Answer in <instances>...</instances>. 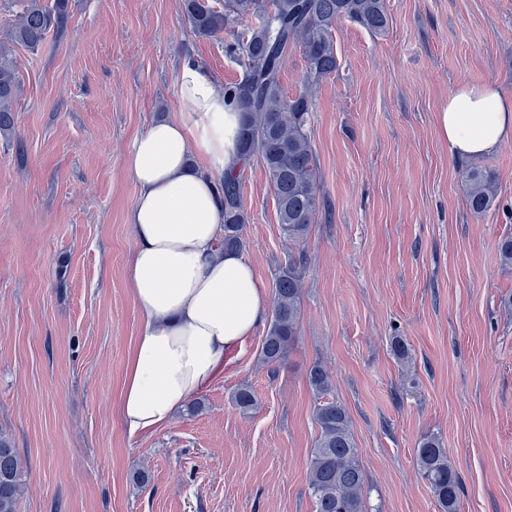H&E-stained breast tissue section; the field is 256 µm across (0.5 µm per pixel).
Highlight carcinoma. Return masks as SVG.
<instances>
[{
  "label": "carcinoma",
  "instance_id": "1",
  "mask_svg": "<svg viewBox=\"0 0 512 512\" xmlns=\"http://www.w3.org/2000/svg\"><path fill=\"white\" fill-rule=\"evenodd\" d=\"M16 2L21 10L8 38L0 43V135L5 137L15 129L14 102L20 87L12 46L38 49L49 34L66 27L70 11V0ZM184 9L194 33L202 38L215 37L250 20L231 47L242 77L224 87L242 117L240 160L244 164L254 155L261 157L284 235L291 242L303 240L324 207L311 143L312 88L336 72L333 32L341 20L380 35L388 27L385 0H224L220 9L210 0H184ZM294 48L302 51L307 72L301 90L286 97L280 76ZM465 179L471 213L478 218L486 216L498 197L494 172L474 168L466 172ZM219 192L224 199V249L238 251L248 221L241 200V173L224 177ZM305 264L300 253L288 257V263L277 272L271 321L260 352L268 366L281 363L296 342ZM308 381L321 398L314 409L320 432L307 468L314 512H365L363 473L349 417L341 404L326 398L332 380L322 366L310 369ZM234 404L243 412L251 410L255 405L252 390L239 388ZM415 459L441 512H458L459 477L441 439L435 435L424 438ZM24 472L12 441L0 432V512H18L26 487Z\"/></svg>",
  "mask_w": 512,
  "mask_h": 512
}]
</instances>
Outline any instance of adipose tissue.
Returning <instances> with one entry per match:
<instances>
[{"label": "adipose tissue", "instance_id": "ef3b65f1", "mask_svg": "<svg viewBox=\"0 0 512 512\" xmlns=\"http://www.w3.org/2000/svg\"><path fill=\"white\" fill-rule=\"evenodd\" d=\"M180 110L139 134L126 158L138 187L128 214L134 247L128 285L141 326L127 360L119 409L129 436L168 425L254 333L270 305L240 252L224 249L218 187L239 164L241 115L214 76L183 57ZM458 158L491 155L512 139V97L491 83L462 84L436 116Z\"/></svg>", "mask_w": 512, "mask_h": 512}]
</instances>
